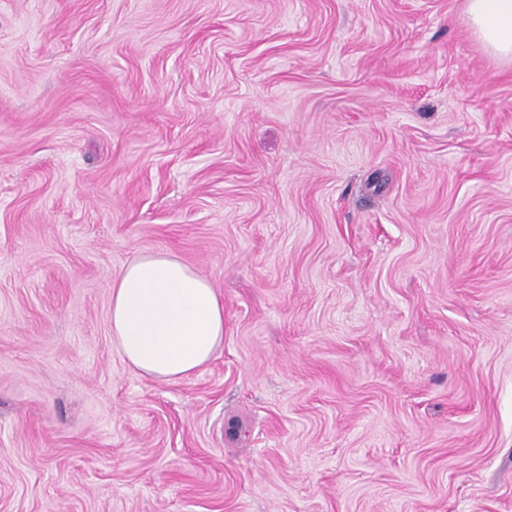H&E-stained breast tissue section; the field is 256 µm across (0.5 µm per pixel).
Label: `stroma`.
<instances>
[{
  "label": "stroma",
  "instance_id": "1",
  "mask_svg": "<svg viewBox=\"0 0 512 512\" xmlns=\"http://www.w3.org/2000/svg\"><path fill=\"white\" fill-rule=\"evenodd\" d=\"M465 0H0V512H512V58ZM210 281L145 376L110 286ZM110 323L124 359L158 379L198 371L224 341V305L215 289L163 253L141 254L119 272Z\"/></svg>",
  "mask_w": 512,
  "mask_h": 512
}]
</instances>
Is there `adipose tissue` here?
<instances>
[{
    "mask_svg": "<svg viewBox=\"0 0 512 512\" xmlns=\"http://www.w3.org/2000/svg\"><path fill=\"white\" fill-rule=\"evenodd\" d=\"M466 21L489 50L512 57V0H467ZM110 323L124 359L158 379L198 371L224 340V306L215 289L163 253L140 255L119 272Z\"/></svg>",
    "mask_w": 512,
    "mask_h": 512,
    "instance_id": "1",
    "label": "adipose tissue"
}]
</instances>
